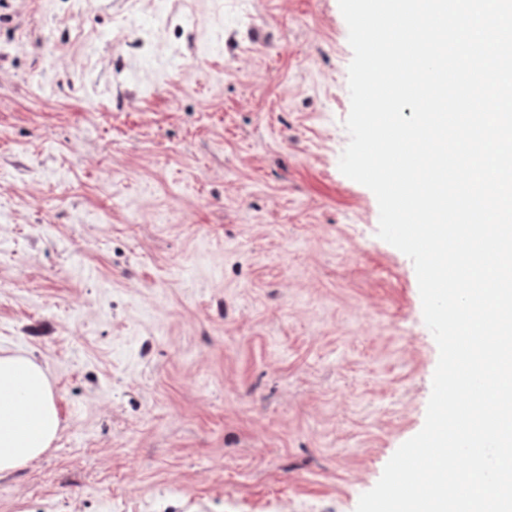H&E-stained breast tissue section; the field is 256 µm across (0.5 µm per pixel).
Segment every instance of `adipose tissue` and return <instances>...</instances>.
<instances>
[{"mask_svg": "<svg viewBox=\"0 0 512 512\" xmlns=\"http://www.w3.org/2000/svg\"><path fill=\"white\" fill-rule=\"evenodd\" d=\"M60 428L50 382L35 358L0 355V475L42 456Z\"/></svg>", "mask_w": 512, "mask_h": 512, "instance_id": "ef3b65f1", "label": "adipose tissue"}]
</instances>
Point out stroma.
I'll return each mask as SVG.
<instances>
[{
  "instance_id": "35a3bbf8",
  "label": "stroma",
  "mask_w": 512,
  "mask_h": 512,
  "mask_svg": "<svg viewBox=\"0 0 512 512\" xmlns=\"http://www.w3.org/2000/svg\"><path fill=\"white\" fill-rule=\"evenodd\" d=\"M352 58L338 0H0V350L61 420L0 512H355L422 429Z\"/></svg>"
}]
</instances>
